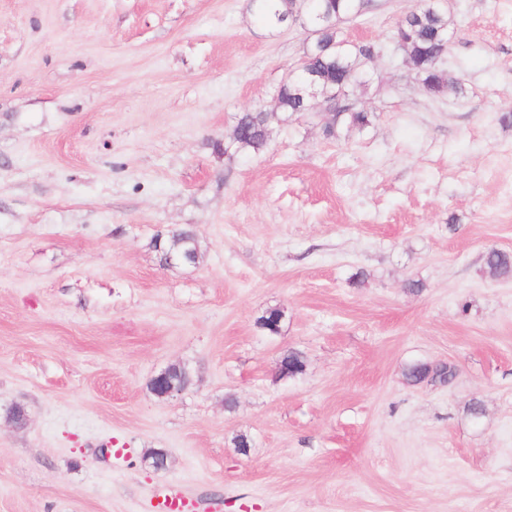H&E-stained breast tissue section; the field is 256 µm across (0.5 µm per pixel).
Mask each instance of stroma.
<instances>
[{
	"label": "stroma",
	"instance_id": "stroma-1",
	"mask_svg": "<svg viewBox=\"0 0 512 512\" xmlns=\"http://www.w3.org/2000/svg\"><path fill=\"white\" fill-rule=\"evenodd\" d=\"M439 5L462 93L387 38L416 0H370L340 29L381 48L372 122L336 139L278 112L313 39L256 0H0V512H161L172 483L194 512H512V280L483 264L512 252V0ZM259 110L263 153L214 154ZM183 225L200 258L165 264ZM172 365L194 382L157 398ZM454 376V369L447 365L415 364L405 372V379L411 385H418L425 381L446 384Z\"/></svg>",
	"mask_w": 512,
	"mask_h": 512
}]
</instances>
